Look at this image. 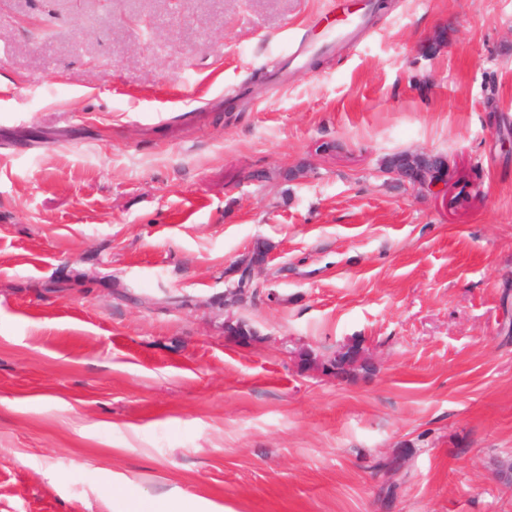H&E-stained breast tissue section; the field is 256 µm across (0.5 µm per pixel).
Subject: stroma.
Returning <instances> with one entry per match:
<instances>
[{
    "mask_svg": "<svg viewBox=\"0 0 512 512\" xmlns=\"http://www.w3.org/2000/svg\"><path fill=\"white\" fill-rule=\"evenodd\" d=\"M357 3L0 0V512H512V0ZM404 184H408L411 187H419L423 189H427V191L430 192H445L448 190V186L452 180L450 170L448 169V162L447 165H443V168L440 172V179L439 180H426L422 181L421 179H415L408 176L404 171L397 170V169H391L389 170V173H387ZM255 249L252 251H247L239 256V258L235 261L233 266V270L239 266L246 264L247 268H249L254 263H259L263 257H265L269 251L271 250V246L269 243L261 240H257L254 244ZM265 265V262L255 265L254 267L249 268L246 271V277L249 278L250 282L256 281L257 276L260 273L262 267ZM114 501L116 503L113 506ZM112 508L114 512H191L183 510L184 506L180 501L168 497L140 498L128 500L112 491Z\"/></svg>",
    "mask_w": 512,
    "mask_h": 512,
    "instance_id": "obj_1",
    "label": "stroma"
}]
</instances>
